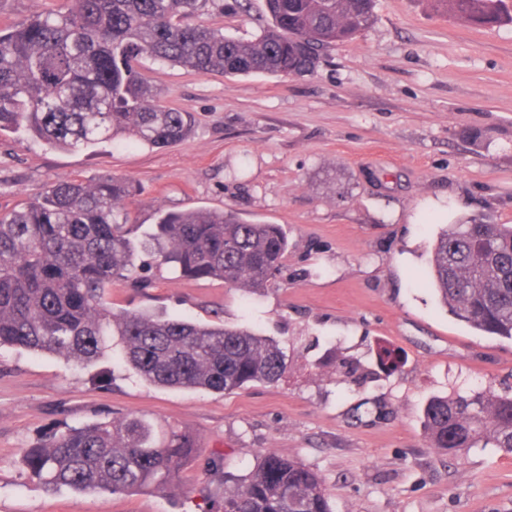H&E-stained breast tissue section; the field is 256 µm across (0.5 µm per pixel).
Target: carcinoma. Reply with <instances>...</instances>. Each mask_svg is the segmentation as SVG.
I'll return each instance as SVG.
<instances>
[{
    "label": "carcinoma",
    "mask_w": 512,
    "mask_h": 512,
    "mask_svg": "<svg viewBox=\"0 0 512 512\" xmlns=\"http://www.w3.org/2000/svg\"><path fill=\"white\" fill-rule=\"evenodd\" d=\"M216 0H73L0 27V132L22 129L56 149L107 142L161 148L188 137L191 117L160 102L139 69L148 56L198 73L288 77L314 72L323 51L374 22L375 0H265L270 22L253 40L184 22ZM461 22L502 24V0H435ZM117 176L50 184L41 197L0 213V348L90 364L119 351L122 363L160 387L232 392L274 384L287 369L279 343L243 328L206 326L146 312H112L105 291L136 271ZM144 248L182 278L262 289L288 239L277 224L245 223L222 210L165 212ZM434 290L476 330L512 340V225L468 218L432 248ZM380 366L398 367L391 348ZM430 447L450 456L480 444L512 453V397L490 389L433 397L423 409ZM194 451L190 436L158 432L135 415L69 427L25 450L29 471L83 493L165 488ZM222 512H332L320 476L275 451L233 479Z\"/></svg>",
    "instance_id": "cac0c4a2"
}]
</instances>
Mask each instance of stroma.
<instances>
[{
  "label": "stroma",
  "instance_id": "1",
  "mask_svg": "<svg viewBox=\"0 0 512 512\" xmlns=\"http://www.w3.org/2000/svg\"><path fill=\"white\" fill-rule=\"evenodd\" d=\"M205 22L251 40L264 0H224ZM140 69L194 134L165 148L64 151L0 137V210L50 183L121 175L134 242L167 211H233L281 225L283 266L267 288L141 270L112 288L113 312L148 310L245 327L279 341L275 384L231 393L158 387L116 355L80 366L0 349V512H218L224 475L271 450L321 476L333 512H512V455L430 447L436 395L512 394V341L451 315L432 285L442 229L474 216L512 224V23L476 29L432 0H377L370 28L333 45L310 75L202 74L151 58ZM398 352L385 374L380 347ZM362 369L337 374V358ZM137 414L190 434L196 452L163 492L45 488L26 448L68 427ZM223 455L226 466L210 461Z\"/></svg>",
  "mask_w": 512,
  "mask_h": 512
}]
</instances>
